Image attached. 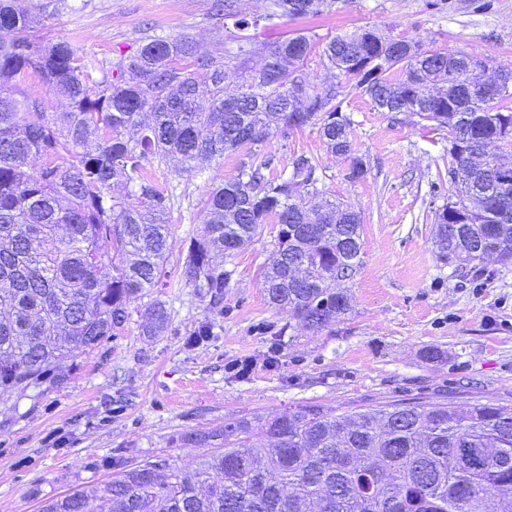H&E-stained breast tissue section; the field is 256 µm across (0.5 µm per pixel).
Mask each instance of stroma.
I'll return each mask as SVG.
<instances>
[{
    "label": "stroma",
    "instance_id": "35a3bbf8",
    "mask_svg": "<svg viewBox=\"0 0 512 512\" xmlns=\"http://www.w3.org/2000/svg\"><path fill=\"white\" fill-rule=\"evenodd\" d=\"M37 21V42H69L95 60L93 80L113 70L152 36H189L196 55L223 51L236 70L239 46L304 33L316 46L300 73L314 89L333 81L322 49L335 35L378 27L452 49L493 68L512 67V0H337L335 12L280 19L240 30L216 15L215 0H19ZM343 109L354 121L353 150L368 166L346 180L348 159L328 153L315 128L271 137L267 146L286 174L291 153L318 158L329 197L361 216L363 264L348 284L352 308L321 328L269 306L259 271L272 258L274 223L260 227L232 260L235 283L208 344L186 348V333L208 316L196 289L178 285L162 298L172 313L164 336L149 338L132 315L124 336L63 366L60 381L0 401V512H38L41 502L108 479L101 457L161 456L182 471L211 455L181 441L225 420L266 418L319 405L351 413L384 403L512 404V266L477 280L456 277L432 246L433 207L452 197L445 174L448 133L418 117L375 111L352 88ZM174 188L168 216V268L182 265L200 237L203 177L171 166L151 171ZM128 390L123 414L107 401Z\"/></svg>",
    "mask_w": 512,
    "mask_h": 512
}]
</instances>
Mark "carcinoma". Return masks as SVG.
<instances>
[{
	"label": "carcinoma",
	"instance_id": "cac0c4a2",
	"mask_svg": "<svg viewBox=\"0 0 512 512\" xmlns=\"http://www.w3.org/2000/svg\"><path fill=\"white\" fill-rule=\"evenodd\" d=\"M0 0V398L55 384L56 368L125 334L131 305L170 287L167 214L170 188L147 167L178 157L199 176L206 164L248 148L247 160L224 181L208 179L203 235L191 242L179 278L199 289L207 309L224 314L226 268L259 226L275 220L277 257L261 272L268 303L287 308L309 327L351 309L340 288L362 264L360 216L322 195L315 158H290L286 176H271L276 156L259 129L288 135L314 127L327 151L350 160L346 178H365L353 154L354 121L343 110V85L374 110L408 113L448 130V177L455 199L433 212L439 260L462 277H479L483 263L512 264V169L488 147L512 143V69L489 88L448 83L442 73L473 58L433 51L408 40L400 54L388 34L364 28L323 47L337 82L307 88L293 68L316 45L296 33L277 42L264 65L242 72L241 90L224 94V61L194 57L189 37H154L120 64L113 79L88 87L93 63L64 41L31 39L29 12ZM273 0L262 17L319 16L335 0ZM244 27L234 0L216 4ZM208 71V83L197 70ZM67 101L43 111L18 94L25 72ZM208 98V106L199 104ZM476 163L456 161L457 143ZM41 159L35 175L30 160ZM127 194L117 197L112 187ZM146 336L169 328L166 302L140 313ZM210 317L187 332L195 347L216 336ZM181 441L221 452L184 473L166 459L135 462L123 454L101 459L104 482L42 501L39 512H512V405L388 403L333 414L319 405L288 409L254 425L227 420L206 435Z\"/></svg>",
	"mask_w": 512,
	"mask_h": 512
}]
</instances>
